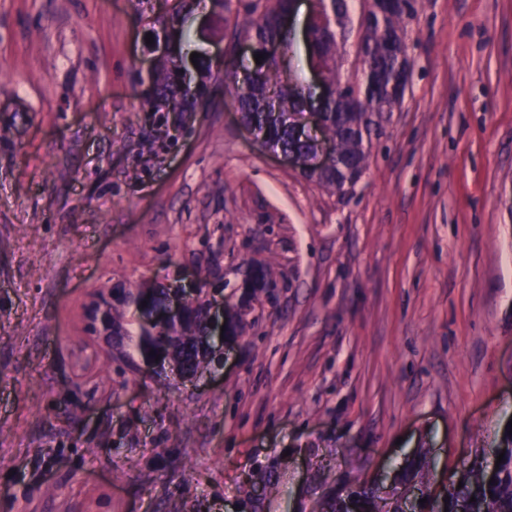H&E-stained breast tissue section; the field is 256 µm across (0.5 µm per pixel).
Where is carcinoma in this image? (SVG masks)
Instances as JSON below:
<instances>
[{"label": "carcinoma", "instance_id": "carcinoma-1", "mask_svg": "<svg viewBox=\"0 0 512 512\" xmlns=\"http://www.w3.org/2000/svg\"><path fill=\"white\" fill-rule=\"evenodd\" d=\"M191 0H172L159 24L168 29L177 24ZM419 0H402L392 11L379 10L378 0H318L316 15L297 32L294 17L296 0H253L255 19L236 31L254 46V53L264 55L244 76L238 69L218 70L212 60L203 61L197 70L196 90H183L184 56L180 53L158 60L155 68L141 80L143 97L149 112H196L211 95L212 84L224 83L231 89L242 120L263 142L284 152L303 153L314 159L316 142L300 129L303 112L313 107L321 112L326 133L337 141L338 165L316 172L309 168L302 175L319 185L343 191L354 186L359 177H348L354 163L365 167L368 152L365 142L380 130L379 120L402 104L410 74L408 55L401 57L387 51V44H405L403 23L413 18ZM304 51L308 65L319 67L328 88L318 92L311 83L283 85L281 70L288 59ZM147 305H142V302ZM99 302L112 311V320L120 323L127 315L145 319L139 325V350L150 355L168 344L170 333L147 322L164 307L161 294L151 289L133 293L126 285L112 286ZM206 303L192 305L189 318L178 334L182 340L172 346L179 369L192 374L209 365L206 352L199 345L206 331ZM505 450L499 468L487 470L475 461L451 483L448 498L438 505V512H512V435L503 436ZM416 510L407 506L403 495L387 499L363 486L349 489L345 495L328 502L323 512H401Z\"/></svg>", "mask_w": 512, "mask_h": 512}]
</instances>
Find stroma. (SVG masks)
Wrapping results in <instances>:
<instances>
[{
	"instance_id": "stroma-1",
	"label": "stroma",
	"mask_w": 512,
	"mask_h": 512,
	"mask_svg": "<svg viewBox=\"0 0 512 512\" xmlns=\"http://www.w3.org/2000/svg\"><path fill=\"white\" fill-rule=\"evenodd\" d=\"M252 0H232L220 43ZM163 0H0V512H319L512 420V0H421L412 72L354 188L326 190L215 88L158 141ZM244 306L221 364L147 365L99 292L198 268ZM266 268L272 285L251 288Z\"/></svg>"
}]
</instances>
